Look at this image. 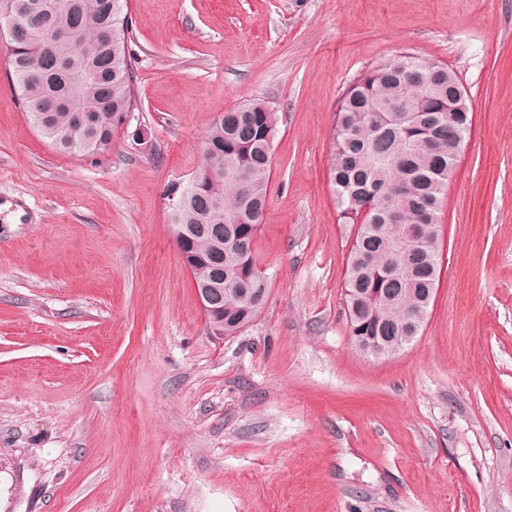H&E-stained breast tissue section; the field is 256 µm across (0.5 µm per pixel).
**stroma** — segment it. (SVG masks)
Here are the masks:
<instances>
[{"label":"stroma","instance_id":"35a3bbf8","mask_svg":"<svg viewBox=\"0 0 512 512\" xmlns=\"http://www.w3.org/2000/svg\"><path fill=\"white\" fill-rule=\"evenodd\" d=\"M145 141L32 127L0 50V512H512V0H130ZM411 52L473 125L440 277L400 353L358 354L355 227L330 172L343 92ZM279 115L258 317L209 335L164 194L209 126Z\"/></svg>","mask_w":512,"mask_h":512}]
</instances>
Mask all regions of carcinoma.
<instances>
[{"label": "carcinoma", "mask_w": 512, "mask_h": 512, "mask_svg": "<svg viewBox=\"0 0 512 512\" xmlns=\"http://www.w3.org/2000/svg\"><path fill=\"white\" fill-rule=\"evenodd\" d=\"M0 0L35 33L0 38L10 76L33 127L58 151L99 155L137 106L128 0ZM448 67L403 54L368 70L342 96L331 174L341 218L357 225L346 270L349 335L403 347L423 328L442 252L439 219L448 172L471 131L467 100ZM277 112L256 100L229 109L206 133L203 163L168 199L174 231L186 236L195 281L223 289L224 333L249 325L268 293L255 241L267 211Z\"/></svg>", "instance_id": "1"}]
</instances>
